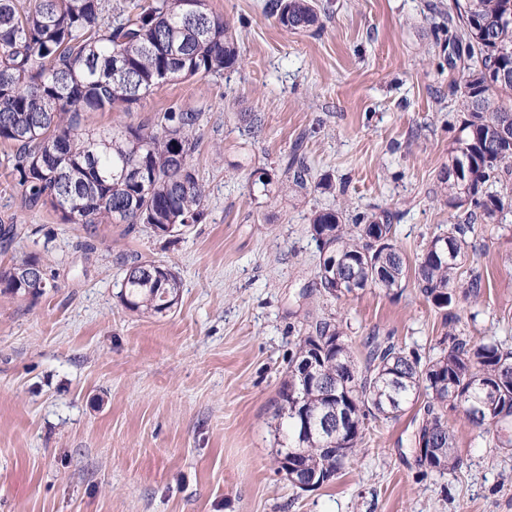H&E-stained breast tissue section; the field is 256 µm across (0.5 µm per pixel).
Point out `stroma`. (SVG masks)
I'll return each instance as SVG.
<instances>
[{"mask_svg":"<svg viewBox=\"0 0 512 512\" xmlns=\"http://www.w3.org/2000/svg\"><path fill=\"white\" fill-rule=\"evenodd\" d=\"M268 0H208L235 31L241 63L220 77L167 82L130 111L92 112L95 128L149 125L170 108L198 112L192 164L207 193L201 223L180 237L147 225L60 223L25 205L0 143V224L22 234L0 268L42 258L56 287L38 299L0 294V512H512V447L448 414L462 464L418 462L423 405L371 419L363 454L333 482L302 491L275 470V414L288 359L307 324L342 319L358 361L371 342L424 357L454 338L512 349V213L476 221L455 319L414 278L401 289L333 299L315 283L312 211L347 205L395 213L408 265L465 212L439 175L462 112L431 32L449 0H314L320 28L289 32ZM263 120L247 135L250 114ZM302 141L314 175L346 194L252 199L250 172L280 174ZM182 280L178 303L149 317L120 283L134 259Z\"/></svg>","mask_w":512,"mask_h":512,"instance_id":"stroma-1","label":"stroma"}]
</instances>
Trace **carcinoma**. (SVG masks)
Wrapping results in <instances>:
<instances>
[{
    "label": "carcinoma",
    "mask_w": 512,
    "mask_h": 512,
    "mask_svg": "<svg viewBox=\"0 0 512 512\" xmlns=\"http://www.w3.org/2000/svg\"><path fill=\"white\" fill-rule=\"evenodd\" d=\"M204 19H187L188 0H0V142L16 147L13 172L30 207L50 205L63 224H148L162 236L182 235L201 222L206 190L192 167L199 147L201 113L175 109L152 126L82 131L90 112L131 109L165 82L222 76L240 60L235 32L195 0ZM269 16L287 31L320 26L310 0H270ZM512 0H453L448 10L452 68L462 66L455 91L464 119L448 147L441 187L453 208L491 221L512 208V196L492 186L512 171ZM294 193L331 194V178H312L303 142L294 144L283 169ZM253 198L270 197L273 178L250 174ZM392 215L340 208L315 210L310 232L322 261L319 288L339 298L353 289L402 286L409 273L392 237ZM468 224H452L425 244L414 267L422 294L439 310L453 303L464 283ZM180 278L153 260L125 269L120 298L143 314L161 315L178 302ZM0 290L36 299L44 291L15 285L13 268L0 271ZM425 395L418 444L425 468H459L446 412L463 414L481 434L512 447V350L495 342L457 339L438 357L422 358L393 344H377L360 367L340 322L320 319L295 345L280 390L278 430L288 447L277 451V473L292 481L281 462L297 448L312 487L332 482L360 451L368 418L395 419ZM482 410L478 416L473 406ZM340 426L339 439L322 430Z\"/></svg>",
    "instance_id": "cac0c4a2"
}]
</instances>
